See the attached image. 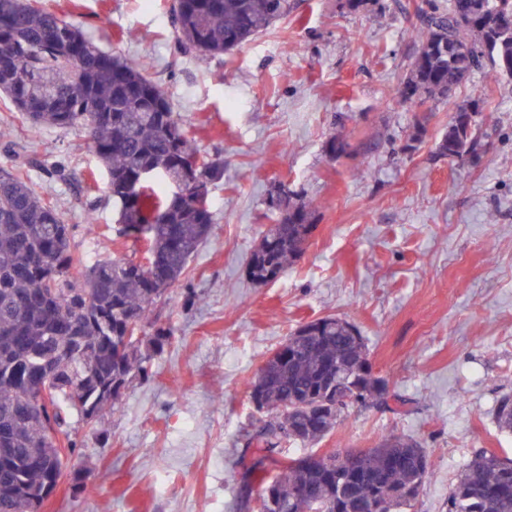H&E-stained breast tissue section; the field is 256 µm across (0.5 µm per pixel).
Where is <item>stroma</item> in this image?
<instances>
[{
    "instance_id": "obj_1",
    "label": "stroma",
    "mask_w": 512,
    "mask_h": 512,
    "mask_svg": "<svg viewBox=\"0 0 512 512\" xmlns=\"http://www.w3.org/2000/svg\"><path fill=\"white\" fill-rule=\"evenodd\" d=\"M170 0H41L102 48L140 63L190 127L201 154L224 159L210 187L215 223L185 282L155 307L170 330L149 380L123 390L118 412L80 428L82 446L40 512H254L240 507L258 412L249 383L293 331L333 315L365 336L377 377L408 403L395 414L350 406L312 446L284 454L371 448L411 436L433 466L413 512H448L475 452L512 458L493 411L512 394V77L482 72L450 101L410 110L398 91L413 60L410 33L430 3L292 0L287 16L230 53L176 54ZM492 92L475 114L474 157L436 147L456 108ZM421 130L422 139L408 137ZM346 135L352 150L330 156ZM75 227L89 260L116 257L108 174L81 130L28 131L0 99V168L21 156ZM316 200L302 257L276 280L246 262L278 217L271 196Z\"/></svg>"
}]
</instances>
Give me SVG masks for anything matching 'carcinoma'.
<instances>
[{
  "label": "carcinoma",
  "mask_w": 512,
  "mask_h": 512,
  "mask_svg": "<svg viewBox=\"0 0 512 512\" xmlns=\"http://www.w3.org/2000/svg\"><path fill=\"white\" fill-rule=\"evenodd\" d=\"M289 0H171L173 34L182 52L229 53L288 13ZM512 0H449L431 4L415 28V56L400 90L403 105L418 110L445 101L483 60L489 78L512 65ZM0 93L31 129L81 127L109 175L120 217L116 237L141 257L88 263L73 247L67 224L18 166L0 168V512H14L60 476L46 430L55 423L70 452L78 442L72 419L91 427L113 409L132 378H150L149 354L168 339L159 328L138 336L152 306L178 285L190 259L211 233L210 186L224 176V159L200 155L165 91L138 63L106 51L74 23L35 3L0 0ZM460 108L448 123L438 153L450 160L475 152ZM153 171L149 181L141 179ZM270 207L281 217L263 233L248 263L257 283L278 278L298 258L316 205L280 196ZM366 339L335 316L300 326L278 353L267 355L251 396L270 418L246 435L254 448L242 481L253 477L262 512H396L409 509L431 462L417 440L391 435L366 461L370 479L329 468L328 454L294 459L287 443L310 444L335 427L344 409L290 413L282 406L326 397L327 382L343 373V388L361 383L363 405L402 406L385 382L363 375ZM51 389L39 412L31 398ZM500 431L512 434V394L495 410ZM391 492L380 499L383 491ZM448 512H512V459L481 450L460 472Z\"/></svg>",
  "instance_id": "obj_1"
}]
</instances>
